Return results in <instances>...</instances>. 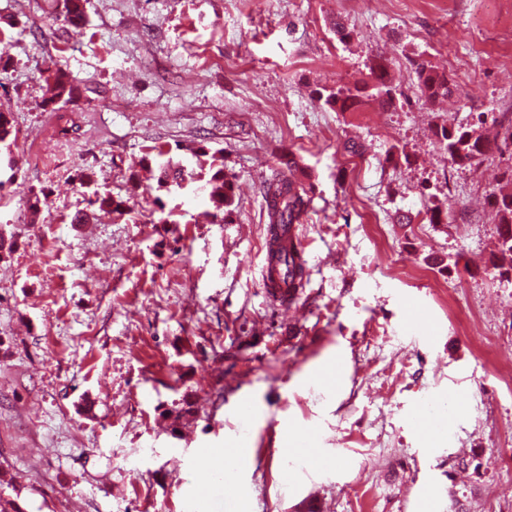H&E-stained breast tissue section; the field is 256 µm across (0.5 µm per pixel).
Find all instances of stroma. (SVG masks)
<instances>
[{
  "instance_id": "stroma-1",
  "label": "stroma",
  "mask_w": 512,
  "mask_h": 512,
  "mask_svg": "<svg viewBox=\"0 0 512 512\" xmlns=\"http://www.w3.org/2000/svg\"><path fill=\"white\" fill-rule=\"evenodd\" d=\"M399 2L87 0L77 32L47 19L52 0H0L16 137L0 163V494L21 512H512V283L493 275L485 201L506 163L452 166L433 135L483 112L495 136L512 108V0ZM380 57L394 108L320 100ZM452 60L476 74L430 104L413 64ZM57 65L79 92L53 113ZM154 146L193 173L200 148L222 151L230 220L194 186L159 192L139 166ZM290 154L313 197L307 282L283 306L262 285L261 182ZM96 192L129 212L77 222ZM434 201L447 223L426 221ZM408 302L430 333L407 328ZM450 393L434 447L414 411ZM299 435L334 467L281 473ZM239 441L250 464L215 478Z\"/></svg>"
}]
</instances>
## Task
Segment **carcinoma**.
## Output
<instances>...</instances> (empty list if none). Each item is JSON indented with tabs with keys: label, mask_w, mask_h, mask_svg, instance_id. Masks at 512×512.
<instances>
[{
	"label": "carcinoma",
	"mask_w": 512,
	"mask_h": 512,
	"mask_svg": "<svg viewBox=\"0 0 512 512\" xmlns=\"http://www.w3.org/2000/svg\"><path fill=\"white\" fill-rule=\"evenodd\" d=\"M65 21L74 29L79 30L85 16V0H64ZM417 75L418 89L431 102L449 98L455 93V86L448 74L439 72L423 63H414ZM325 92V104L338 112H346L355 107L363 98L374 97L382 106L390 108L394 105L395 88L392 83L388 64L379 60L369 67L368 79L352 87L338 85L322 87ZM75 86L70 75L60 66L56 67L47 80V104L53 105L59 101L66 103L76 94ZM498 125L495 138H488L482 131L484 120L474 124L457 126L439 125L435 135L440 148L448 154V160L453 165L464 167H479L493 154L507 157L510 161L506 177V185L492 188L488 194L489 203L494 211L498 224L497 262L493 264L494 276L502 281L512 283V150L506 149L512 142V117L502 113L501 118L494 120ZM10 113L0 112V147L10 150L13 142ZM209 157V178L205 180L202 191L206 193L214 213L213 217L222 224L233 213L235 204V178L224 174V156L222 152H202ZM158 188L167 192L182 189L185 183L195 180V174L173 163L170 160L158 162ZM299 167L292 157L281 162L272 169L270 176L263 179L261 188L266 201V217L269 224H299L302 216L307 213L311 197L310 189L301 182ZM88 205L96 206L107 213L124 212L125 203L112 199L110 196L95 195L88 199ZM269 263L273 266L285 267V283L288 284V297L295 301L299 290L306 278V262L303 252L293 244L284 249H273L269 254Z\"/></svg>",
	"instance_id": "carcinoma-1"
}]
</instances>
